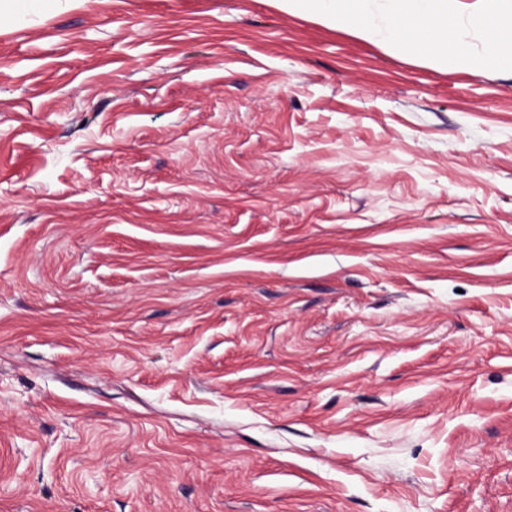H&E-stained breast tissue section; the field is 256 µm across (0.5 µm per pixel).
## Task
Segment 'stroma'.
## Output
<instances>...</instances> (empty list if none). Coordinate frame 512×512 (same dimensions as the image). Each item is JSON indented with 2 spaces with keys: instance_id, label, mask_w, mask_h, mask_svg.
Here are the masks:
<instances>
[{
  "instance_id": "1",
  "label": "stroma",
  "mask_w": 512,
  "mask_h": 512,
  "mask_svg": "<svg viewBox=\"0 0 512 512\" xmlns=\"http://www.w3.org/2000/svg\"><path fill=\"white\" fill-rule=\"evenodd\" d=\"M0 512H512V71L274 0L0 27Z\"/></svg>"
}]
</instances>
